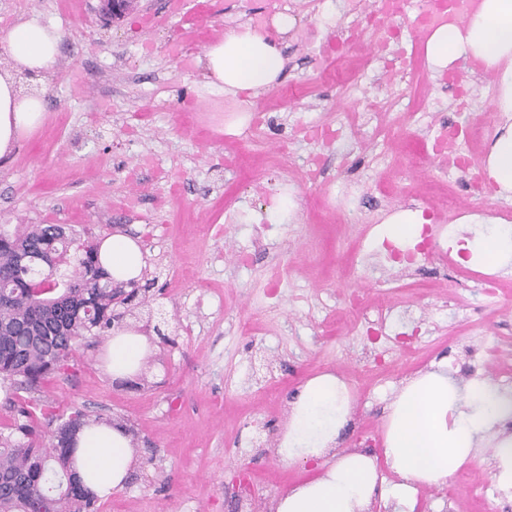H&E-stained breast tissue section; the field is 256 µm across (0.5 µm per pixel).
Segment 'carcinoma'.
<instances>
[{"instance_id":"1","label":"carcinoma","mask_w":512,"mask_h":512,"mask_svg":"<svg viewBox=\"0 0 512 512\" xmlns=\"http://www.w3.org/2000/svg\"><path fill=\"white\" fill-rule=\"evenodd\" d=\"M99 247L62 224L0 230V390L14 410L0 430V512H97V499L70 478L75 449L66 435L99 420L77 407L37 414L14 397L39 391L86 336L112 328L118 285ZM44 427L51 443L37 448Z\"/></svg>"}]
</instances>
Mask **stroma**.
<instances>
[{"label":"stroma","instance_id":"stroma-1","mask_svg":"<svg viewBox=\"0 0 512 512\" xmlns=\"http://www.w3.org/2000/svg\"><path fill=\"white\" fill-rule=\"evenodd\" d=\"M187 2L170 15L164 0H135L115 19L100 0H0V29L27 15L63 34L59 67L38 84L46 119L0 160V225L137 238L168 322L170 341L149 346L136 388L114 386L104 332L39 394L55 412L76 406L133 429L139 466L99 512H271L308 471L282 463L277 448L310 378L331 373L350 390L338 451L380 460L389 406L409 379L442 365L461 383L493 384L512 366V266L497 270L503 286L488 296L455 287L435 260L406 275L382 248L390 215L444 194L455 210L431 219L460 263L470 258L464 239L493 230L461 216L481 211L512 227V200L469 193L465 174L426 155L436 128L456 123L473 167H483L497 129L493 76H471L463 105L424 53L401 73L376 63L366 39L325 56L320 42L375 0H293L276 86L229 98L197 59L225 31L263 19L268 0ZM340 80L352 98L338 97ZM372 104L388 110L384 132L356 127L309 180L302 164L319 151L297 128L325 117L344 124ZM255 109L270 126L247 142L240 114ZM269 195L289 207L269 211ZM356 213L364 222H349ZM244 249L243 266L235 255ZM358 295L384 309L378 366L362 360L374 344ZM493 345L499 355L469 371L467 348ZM496 445L488 437L474 461L420 487L415 512H486Z\"/></svg>","mask_w":512,"mask_h":512}]
</instances>
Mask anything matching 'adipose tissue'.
I'll return each mask as SVG.
<instances>
[{
	"instance_id": "ef3b65f1",
	"label": "adipose tissue",
	"mask_w": 512,
	"mask_h": 512,
	"mask_svg": "<svg viewBox=\"0 0 512 512\" xmlns=\"http://www.w3.org/2000/svg\"><path fill=\"white\" fill-rule=\"evenodd\" d=\"M293 16L279 15L274 32L243 25L210 44L203 63L215 87L227 94L242 89L261 92L281 75L285 59L279 36L293 26ZM62 35L36 17H19L0 32V50L13 62L0 70V159L19 140L38 129L46 117L42 95L24 93L19 74L43 78L54 73ZM434 71L458 61H480L495 78L494 106L501 122L486 170L501 197L512 196V0H481L459 25L436 28L425 44ZM103 267L120 280L141 275L144 254L131 237L113 234L100 245ZM108 367L113 376L135 374L147 350L145 337L132 330L108 339ZM349 396L345 383L326 373L310 379L291 410L288 431L278 448L284 463L315 461L316 473L273 502V512H368L375 497L394 503L395 512H413L418 486L443 482L472 460L486 436L503 421L506 410L497 391L486 385H461L445 372L427 371L410 380L391 406L382 458L359 451L330 450L346 422ZM75 466L80 484L100 498L122 490L133 468L130 439L120 424L89 425L76 434ZM399 478L378 486V461Z\"/></svg>"
}]
</instances>
